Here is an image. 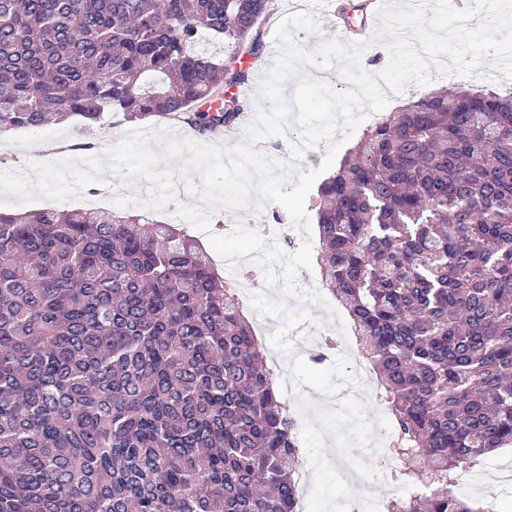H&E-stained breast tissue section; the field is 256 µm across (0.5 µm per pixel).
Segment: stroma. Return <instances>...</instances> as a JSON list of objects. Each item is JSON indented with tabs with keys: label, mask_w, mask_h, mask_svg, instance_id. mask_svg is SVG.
<instances>
[{
	"label": "stroma",
	"mask_w": 512,
	"mask_h": 512,
	"mask_svg": "<svg viewBox=\"0 0 512 512\" xmlns=\"http://www.w3.org/2000/svg\"><path fill=\"white\" fill-rule=\"evenodd\" d=\"M139 122H116L112 126L91 130L80 129L75 122L50 123L36 130L19 129L12 142H0V158L6 159L10 171L24 169L29 162H53L67 157L83 158L93 155L106 157L107 153L124 142L131 131L139 129ZM95 141L93 151L83 150L87 141ZM151 184L146 177L99 172L96 182L88 185L69 201L70 207H85L87 201H96L101 209H147ZM331 433L339 438L349 451L372 445L376 453L363 460L364 482L342 490L337 470L322 464L309 475L307 504L311 512H336V500L341 492L353 497L371 496L390 500L398 488L404 487L405 462L392 459L395 449L396 427L391 412L380 390L364 393L360 402L338 401L315 411L310 427L298 436L304 456L318 458L323 454V435Z\"/></svg>",
	"instance_id": "stroma-1"
}]
</instances>
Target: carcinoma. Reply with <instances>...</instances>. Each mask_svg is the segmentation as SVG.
I'll use <instances>...</instances> for the list:
<instances>
[{"mask_svg": "<svg viewBox=\"0 0 512 512\" xmlns=\"http://www.w3.org/2000/svg\"><path fill=\"white\" fill-rule=\"evenodd\" d=\"M270 8L0 0V128L230 127L249 71L199 34L256 57ZM315 211L323 281L413 460L386 512H484L454 474L512 444V94L410 96ZM273 382L195 237L147 211L0 213V512H296Z\"/></svg>", "mask_w": 512, "mask_h": 512, "instance_id": "1", "label": "carcinoma"}]
</instances>
